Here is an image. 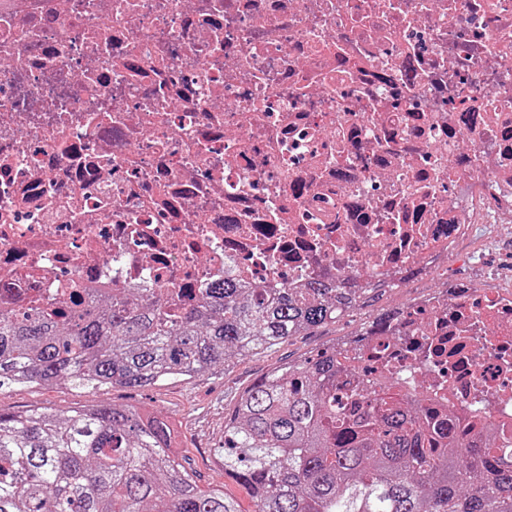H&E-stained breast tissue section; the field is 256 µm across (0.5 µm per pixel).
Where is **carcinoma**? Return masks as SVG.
Instances as JSON below:
<instances>
[{
    "label": "carcinoma",
    "instance_id": "carcinoma-1",
    "mask_svg": "<svg viewBox=\"0 0 512 512\" xmlns=\"http://www.w3.org/2000/svg\"><path fill=\"white\" fill-rule=\"evenodd\" d=\"M130 288L108 304L0 312V389L151 387L254 357L377 302L380 285L313 280L264 293L226 278L177 311ZM336 347L245 388L224 417V474L253 512H512V455L473 451L460 424L378 384L340 388ZM174 425L90 401L65 411L0 408V512H240L198 484Z\"/></svg>",
    "mask_w": 512,
    "mask_h": 512
}]
</instances>
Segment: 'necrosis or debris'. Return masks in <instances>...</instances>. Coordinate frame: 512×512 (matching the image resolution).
<instances>
[{
	"label": "necrosis or debris",
	"instance_id": "necrosis-or-debris-1",
	"mask_svg": "<svg viewBox=\"0 0 512 512\" xmlns=\"http://www.w3.org/2000/svg\"><path fill=\"white\" fill-rule=\"evenodd\" d=\"M512 216V0H0V311L444 272ZM512 443V283L345 336Z\"/></svg>",
	"mask_w": 512,
	"mask_h": 512
}]
</instances>
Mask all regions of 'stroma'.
<instances>
[{
    "instance_id": "1",
    "label": "stroma",
    "mask_w": 512,
    "mask_h": 512,
    "mask_svg": "<svg viewBox=\"0 0 512 512\" xmlns=\"http://www.w3.org/2000/svg\"><path fill=\"white\" fill-rule=\"evenodd\" d=\"M456 276L500 273L512 276V237H493L465 243L453 261ZM373 317L370 309L354 310L309 336H295L262 355L231 357L225 365L203 372L192 381H170L147 390L108 387L96 392L97 401L154 412L180 429L179 457L200 485L224 490L241 512H253L246 491L224 473L217 450L224 443V415L240 389L285 363L324 349L337 336L362 327ZM87 392L58 385L17 387L0 392V407L9 410L52 408L66 410L85 402Z\"/></svg>"
}]
</instances>
